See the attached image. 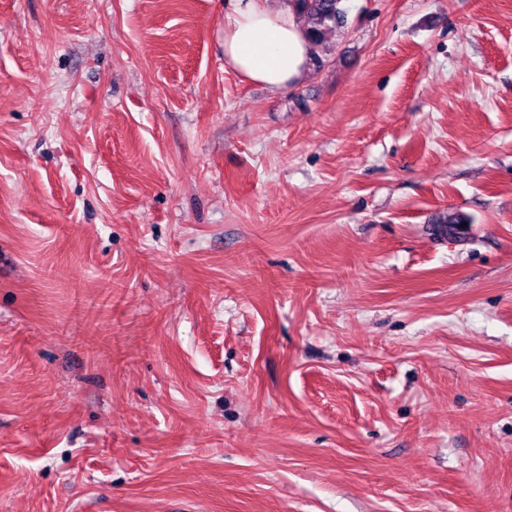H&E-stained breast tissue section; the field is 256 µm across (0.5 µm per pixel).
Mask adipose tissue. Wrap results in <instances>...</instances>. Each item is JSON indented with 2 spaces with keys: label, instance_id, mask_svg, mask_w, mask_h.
<instances>
[{
  "label": "adipose tissue",
  "instance_id": "obj_1",
  "mask_svg": "<svg viewBox=\"0 0 512 512\" xmlns=\"http://www.w3.org/2000/svg\"><path fill=\"white\" fill-rule=\"evenodd\" d=\"M224 63L244 79L282 92L309 70L310 44L291 0H234L224 15Z\"/></svg>",
  "mask_w": 512,
  "mask_h": 512
}]
</instances>
